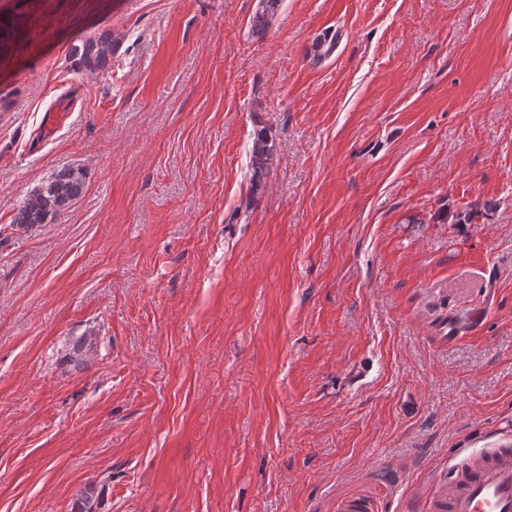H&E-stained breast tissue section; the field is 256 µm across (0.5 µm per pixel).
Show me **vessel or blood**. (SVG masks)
<instances>
[{
  "label": "vessel or blood",
  "mask_w": 512,
  "mask_h": 512,
  "mask_svg": "<svg viewBox=\"0 0 512 512\" xmlns=\"http://www.w3.org/2000/svg\"><path fill=\"white\" fill-rule=\"evenodd\" d=\"M425 512H512V443L469 453L434 487Z\"/></svg>",
  "instance_id": "obj_1"
}]
</instances>
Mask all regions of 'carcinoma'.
<instances>
[{"label":"carcinoma","instance_id":"cac0c4a2","mask_svg":"<svg viewBox=\"0 0 512 512\" xmlns=\"http://www.w3.org/2000/svg\"><path fill=\"white\" fill-rule=\"evenodd\" d=\"M283 0H258L250 20L253 33L263 34L280 10ZM337 37L326 32L313 43V61L318 63L330 57L336 49ZM119 41L109 34H100L80 41L71 48L74 67L88 71L111 68ZM275 156V144L264 132L257 133L248 151V166L252 172V186H260V179L269 172ZM85 174L79 168L58 170L42 182L16 210L12 223L20 226L49 224L64 209L71 206L83 194Z\"/></svg>","mask_w":512,"mask_h":512}]
</instances>
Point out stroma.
Segmentation results:
<instances>
[{"label": "stroma", "mask_w": 512, "mask_h": 512, "mask_svg": "<svg viewBox=\"0 0 512 512\" xmlns=\"http://www.w3.org/2000/svg\"><path fill=\"white\" fill-rule=\"evenodd\" d=\"M256 4L0 0V512H420L512 436V0ZM284 0H258L257 8L250 20L253 33L264 34L269 28L274 16L280 10ZM119 40L109 34H100L81 40L71 48L74 67L88 71H102L112 66V56L116 54ZM275 144L264 132H258L248 151V166L252 172V186L258 188L260 179L269 172L275 156ZM85 174L79 168L58 170L42 182L16 210L12 223L20 226L50 224L83 194Z\"/></svg>", "instance_id": "obj_1"}]
</instances>
